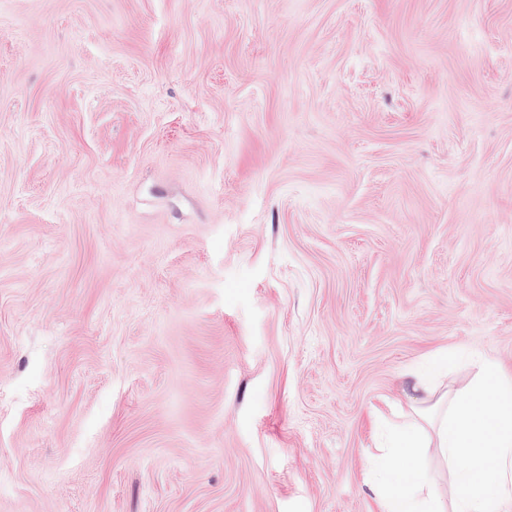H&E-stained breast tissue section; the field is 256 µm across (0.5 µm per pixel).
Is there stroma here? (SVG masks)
I'll list each match as a JSON object with an SVG mask.
<instances>
[{
    "mask_svg": "<svg viewBox=\"0 0 512 512\" xmlns=\"http://www.w3.org/2000/svg\"><path fill=\"white\" fill-rule=\"evenodd\" d=\"M456 348L512 374V0H0V512H379Z\"/></svg>",
    "mask_w": 512,
    "mask_h": 512,
    "instance_id": "obj_1",
    "label": "stroma"
}]
</instances>
